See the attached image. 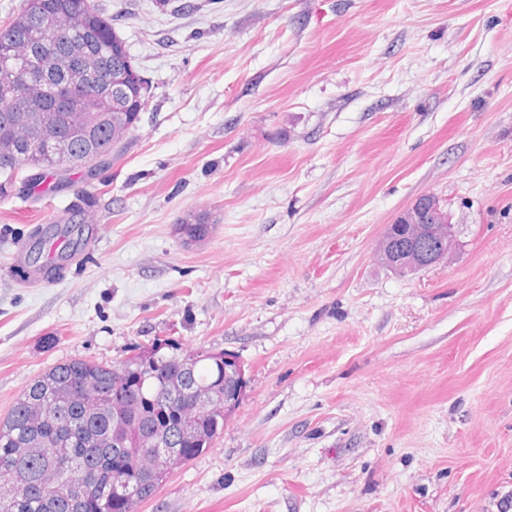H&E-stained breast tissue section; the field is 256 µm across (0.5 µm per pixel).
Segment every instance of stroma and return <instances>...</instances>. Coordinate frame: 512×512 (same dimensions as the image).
<instances>
[{"label":"stroma","instance_id":"stroma-1","mask_svg":"<svg viewBox=\"0 0 512 512\" xmlns=\"http://www.w3.org/2000/svg\"><path fill=\"white\" fill-rule=\"evenodd\" d=\"M97 2L151 98L91 207L0 199V418L170 338L246 385L140 512H512V0ZM423 194L456 243L400 276L376 247Z\"/></svg>","mask_w":512,"mask_h":512}]
</instances>
